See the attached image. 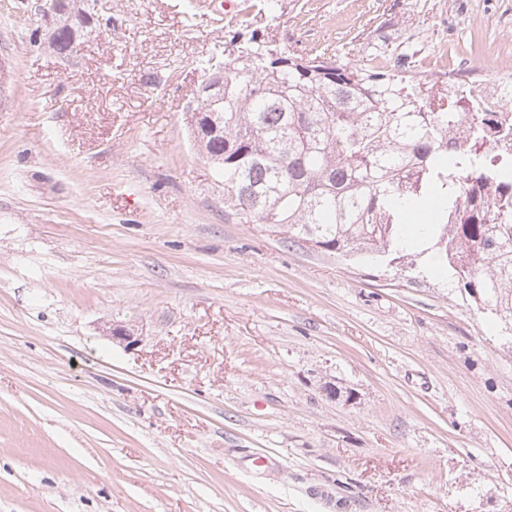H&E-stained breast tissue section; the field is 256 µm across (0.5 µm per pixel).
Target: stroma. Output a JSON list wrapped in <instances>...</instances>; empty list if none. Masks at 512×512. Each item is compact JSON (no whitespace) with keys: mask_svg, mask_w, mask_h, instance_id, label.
Listing matches in <instances>:
<instances>
[{"mask_svg":"<svg viewBox=\"0 0 512 512\" xmlns=\"http://www.w3.org/2000/svg\"><path fill=\"white\" fill-rule=\"evenodd\" d=\"M238 2L112 0L62 58L0 0V512H512V342L452 270L225 219L185 110ZM256 2L276 47L512 80V0Z\"/></svg>","mask_w":512,"mask_h":512,"instance_id":"obj_1","label":"stroma"}]
</instances>
